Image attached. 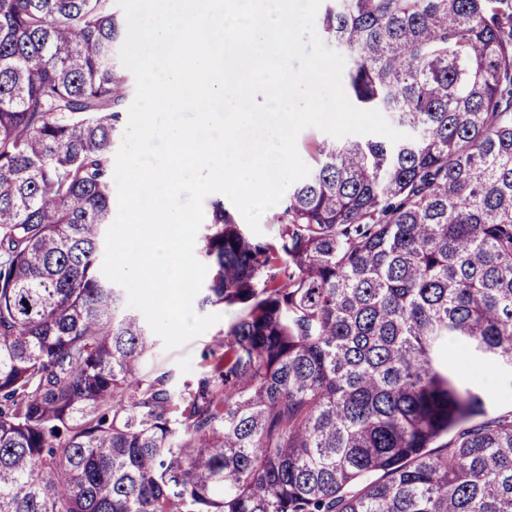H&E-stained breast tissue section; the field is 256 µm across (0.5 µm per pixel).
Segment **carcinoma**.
Returning <instances> with one entry per match:
<instances>
[{
    "mask_svg": "<svg viewBox=\"0 0 512 512\" xmlns=\"http://www.w3.org/2000/svg\"><path fill=\"white\" fill-rule=\"evenodd\" d=\"M348 93L272 242L213 203L180 397L100 271L133 82L112 0H0V512H512V0H325ZM118 288H121L123 303L126 310L137 315L139 319L150 330L153 339V347L147 353L138 365L140 376L152 374L153 372L168 371L172 375V387L175 395H179L184 390L186 383L194 381L205 367V355L212 349H216L219 341L224 338V332L230 327L238 316L239 310L235 307L216 306L205 310H198L195 299L193 302L194 311L199 315L220 314L222 319L210 327L202 335L191 340L184 346L166 351L163 341L153 333L149 327L144 315L137 309L128 305L127 291L119 284L113 282ZM449 364L462 377L480 382L492 399L490 411L501 413L512 410V387L497 380L491 373H483L476 363L461 353L449 357Z\"/></svg>",
    "mask_w": 512,
    "mask_h": 512,
    "instance_id": "1",
    "label": "carcinoma"
}]
</instances>
